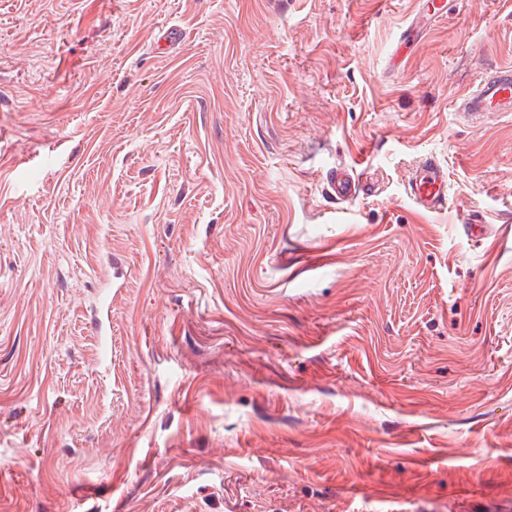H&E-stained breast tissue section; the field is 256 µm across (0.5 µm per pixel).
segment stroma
<instances>
[{
	"label": "stroma",
	"instance_id": "1",
	"mask_svg": "<svg viewBox=\"0 0 512 512\" xmlns=\"http://www.w3.org/2000/svg\"><path fill=\"white\" fill-rule=\"evenodd\" d=\"M423 2L0 0V512H512V0ZM457 108L464 118L512 112V66L498 68L481 81L477 90L462 94ZM407 186L408 197L424 212H436L448 202V173L433 157L410 171ZM327 191L336 199L337 204L351 203L355 200L363 185L353 170L336 167L326 176Z\"/></svg>",
	"mask_w": 512,
	"mask_h": 512
}]
</instances>
